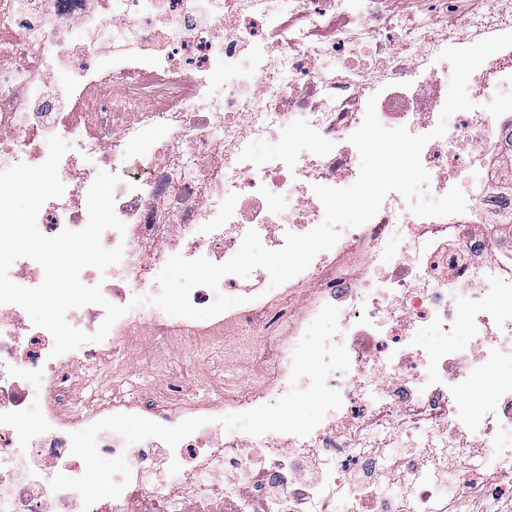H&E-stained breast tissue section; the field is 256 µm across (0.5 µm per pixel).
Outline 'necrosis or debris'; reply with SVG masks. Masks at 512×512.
<instances>
[{
	"label": "necrosis or debris",
	"mask_w": 512,
	"mask_h": 512,
	"mask_svg": "<svg viewBox=\"0 0 512 512\" xmlns=\"http://www.w3.org/2000/svg\"><path fill=\"white\" fill-rule=\"evenodd\" d=\"M509 32L512 0H0V171L42 164L50 137L68 143L64 193L37 215L49 237L88 220L83 158L120 177L125 229H106L101 243L122 259L80 278L127 309L103 341L56 356L47 330L0 304V512H447L439 502L454 467L460 493L494 471L497 512H512V447L500 442L512 377L481 407L470 401L512 360V104L495 103L512 87V47L471 75L475 108L429 136L447 96L439 53ZM371 99L385 127L428 135L429 194L460 188L464 213L419 217L389 193L289 279L302 306L258 268L192 290L197 308L239 298L220 323L131 307L160 293L173 255L222 264L248 230L277 249L286 233L319 225L313 187L357 179L349 137ZM299 139L304 148L280 147ZM328 304L350 361L327 378L341 407L305 437L228 430L216 440L226 409L288 392L293 352ZM143 321L161 383L144 402L122 389L128 331ZM262 344L267 365L247 379L229 371L204 398L166 357L206 348L253 363ZM33 374L41 413L31 425ZM119 413L206 423L173 448L148 441L120 496L84 509L50 479L85 471L70 433Z\"/></svg>",
	"instance_id": "1"
}]
</instances>
